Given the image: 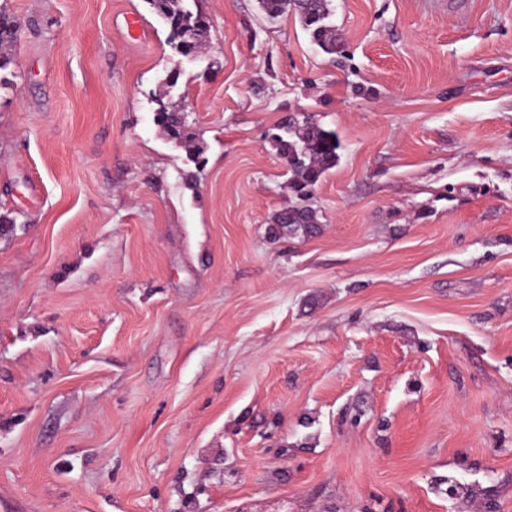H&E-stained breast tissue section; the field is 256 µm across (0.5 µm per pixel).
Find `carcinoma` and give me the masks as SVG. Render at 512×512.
Masks as SVG:
<instances>
[{"instance_id": "cac0c4a2", "label": "carcinoma", "mask_w": 512, "mask_h": 512, "mask_svg": "<svg viewBox=\"0 0 512 512\" xmlns=\"http://www.w3.org/2000/svg\"><path fill=\"white\" fill-rule=\"evenodd\" d=\"M151 10L169 27V43L183 56L205 52L210 44L208 18L188 9L184 0H147ZM332 0H258L265 18L273 22L287 12L297 15L311 41L327 53L336 52L340 34L329 21ZM20 27L15 17L0 8V70L10 63L3 49L15 43ZM169 92L157 98L155 119L169 138L177 139L189 151L197 166L205 164V147L192 126L183 120L182 110L169 102ZM271 143L285 160L290 185L298 203L281 210L270 225L273 238L290 235L313 236L320 232L316 211L309 205L312 192L323 175L336 165L340 143L336 136L322 129L310 114L290 113L270 137Z\"/></svg>"}]
</instances>
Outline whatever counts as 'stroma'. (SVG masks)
Instances as JSON below:
<instances>
[{
  "label": "stroma",
  "mask_w": 512,
  "mask_h": 512,
  "mask_svg": "<svg viewBox=\"0 0 512 512\" xmlns=\"http://www.w3.org/2000/svg\"><path fill=\"white\" fill-rule=\"evenodd\" d=\"M0 512H512V0H0ZM206 164L154 120L167 75ZM335 132L315 236L270 145ZM151 10L169 27V43L182 56L204 53L210 44L211 25L208 18L188 9L184 0H147ZM192 25L193 39L186 41L183 28ZM331 3L332 0H258L268 21L274 22L287 12L297 15L313 44L327 53L336 52L340 44L338 29L329 21ZM20 27L15 17L0 8V70L10 63V57L3 53L5 47L15 43L19 36Z\"/></svg>",
  "instance_id": "1"
}]
</instances>
